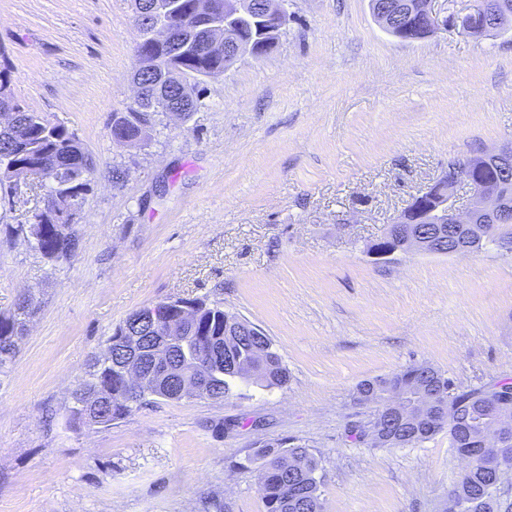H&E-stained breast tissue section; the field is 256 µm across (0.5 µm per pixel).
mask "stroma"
Masks as SVG:
<instances>
[{"instance_id": "1", "label": "stroma", "mask_w": 512, "mask_h": 512, "mask_svg": "<svg viewBox=\"0 0 512 512\" xmlns=\"http://www.w3.org/2000/svg\"><path fill=\"white\" fill-rule=\"evenodd\" d=\"M289 11L265 57L200 78L184 125L129 148L108 126L133 99L132 0H0L16 99L95 164L68 257L4 231L32 223L38 182L0 200V315L36 305L0 368V512H265L254 452L293 443L321 461L323 512H445L463 466L447 432L360 439L357 386L421 363L462 389L512 380V255L367 249L450 160L512 138V24L403 41L369 0ZM196 297L262 328L287 385L71 423L115 328Z\"/></svg>"}]
</instances>
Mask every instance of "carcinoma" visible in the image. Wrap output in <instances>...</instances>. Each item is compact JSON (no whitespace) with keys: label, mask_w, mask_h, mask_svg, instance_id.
<instances>
[{"label":"carcinoma","mask_w":512,"mask_h":512,"mask_svg":"<svg viewBox=\"0 0 512 512\" xmlns=\"http://www.w3.org/2000/svg\"><path fill=\"white\" fill-rule=\"evenodd\" d=\"M402 5V15L391 34L400 39L413 35L427 37L432 30L419 23L422 0H393ZM180 13L177 25L186 26L182 38L160 46L154 45L139 32L138 56L145 64V98L133 101L124 110L112 113L110 135L127 140L132 145L148 141L156 125V117L169 109L171 101L178 99L186 106L187 115L197 110L198 93L193 84L174 86L175 72H195L204 76L224 73V47L219 45L207 51L198 49L212 18L197 12V0H175ZM473 176L490 180L500 163L496 157L476 156ZM23 165L39 169L51 182L52 191L64 198L69 207L81 208L89 191L94 163L78 136L62 124L28 109L15 115L14 124L0 128V170L8 166ZM15 237H23L43 256L51 260L64 258L75 251L78 243L74 225L62 222L53 210L35 213L33 222L24 225H5ZM197 306L194 324L181 331L169 332L161 326L159 339L153 342V355L170 360L173 343L187 347H201L204 360L209 362L207 378L221 399L232 396L236 381L256 385L263 389L282 388L288 384V369L273 347L272 340L259 332L257 336L241 335V324L236 316L224 311L219 302L208 303L193 299ZM34 313L29 300L20 301L17 313L0 316V368L15 355L17 338L22 334L25 318ZM244 364L245 373L235 368ZM159 365L155 369L148 392L134 405L127 403L126 387L121 362L112 359V347L95 359L88 378L82 380L74 393L70 415L73 423H85L81 403L87 397L100 393L109 399L111 412L104 414L93 425L110 426L112 421L130 414L147 401L175 400ZM453 382L443 373L425 364H413L386 378L366 380L358 390L367 394L366 401L375 404L373 423L385 438L383 445L409 447L425 442L443 429H448L450 447L461 455L466 448L478 453L461 471L451 491L462 508L459 512H512V504L486 491L488 469L492 466L512 468V457L499 459L496 452L483 446V426L495 417L493 402L512 403V383H494L482 388L453 390ZM396 392L423 393L436 396L439 407L418 420H406L395 415L387 400ZM258 466V491L265 512H322L320 481L316 473L320 462L308 448L301 445H265L255 451Z\"/></svg>","instance_id":"1"}]
</instances>
